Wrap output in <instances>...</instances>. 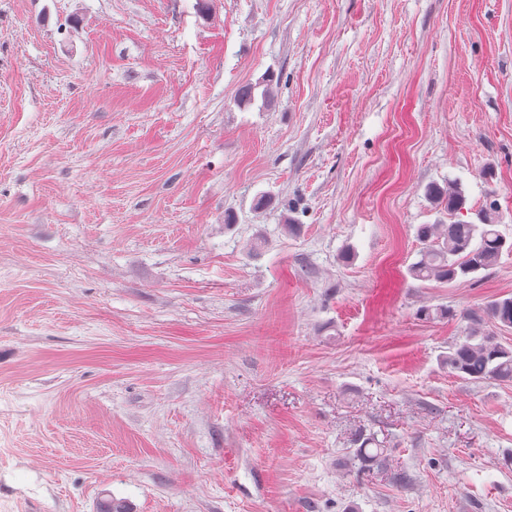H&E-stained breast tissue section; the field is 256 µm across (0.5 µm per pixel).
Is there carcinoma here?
Instances as JSON below:
<instances>
[{"mask_svg": "<svg viewBox=\"0 0 512 512\" xmlns=\"http://www.w3.org/2000/svg\"><path fill=\"white\" fill-rule=\"evenodd\" d=\"M427 195L448 214V223L417 227L421 247L418 260L409 267L412 278L453 282L492 268L503 251H512V243L498 229L495 202L476 213L474 223L463 219L465 197L456 183L432 186ZM459 317L466 325L448 350V370L475 383L512 380V345H503L488 330L512 328V296L491 300L478 311H463ZM370 443L366 439L353 453L364 467L378 466L385 459L384 449L372 452L367 448Z\"/></svg>", "mask_w": 512, "mask_h": 512, "instance_id": "carcinoma-1", "label": "carcinoma"}]
</instances>
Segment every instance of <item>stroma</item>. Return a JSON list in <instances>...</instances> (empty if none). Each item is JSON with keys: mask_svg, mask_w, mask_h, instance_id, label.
<instances>
[{"mask_svg": "<svg viewBox=\"0 0 512 512\" xmlns=\"http://www.w3.org/2000/svg\"><path fill=\"white\" fill-rule=\"evenodd\" d=\"M450 180L512 236V0H0V512H512ZM427 195L448 214L449 222L417 227L421 247L418 260L409 267L413 279L453 282L492 268L504 250L512 251V243L497 228L495 201L476 213L477 224L463 219L465 197L456 183L431 186Z\"/></svg>", "mask_w": 512, "mask_h": 512, "instance_id": "35a3bbf8", "label": "stroma"}]
</instances>
